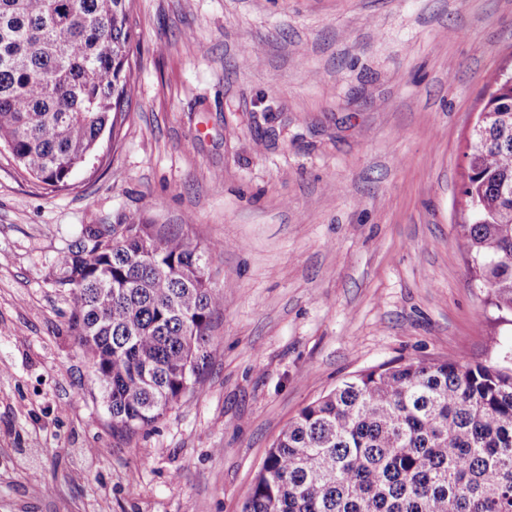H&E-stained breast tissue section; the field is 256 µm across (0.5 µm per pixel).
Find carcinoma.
<instances>
[{
	"label": "carcinoma",
	"instance_id": "cac0c4a2",
	"mask_svg": "<svg viewBox=\"0 0 512 512\" xmlns=\"http://www.w3.org/2000/svg\"><path fill=\"white\" fill-rule=\"evenodd\" d=\"M137 32L130 0H0V151L55 193L119 136ZM462 195L481 284L512 317V88L479 114ZM58 258L68 328L112 434L156 426L203 375L224 293L212 244L134 216L83 229ZM242 512H512V367L455 359L363 371L303 407L266 452Z\"/></svg>",
	"mask_w": 512,
	"mask_h": 512
}]
</instances>
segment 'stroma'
<instances>
[{"label":"stroma","mask_w":512,"mask_h":512,"mask_svg":"<svg viewBox=\"0 0 512 512\" xmlns=\"http://www.w3.org/2000/svg\"><path fill=\"white\" fill-rule=\"evenodd\" d=\"M119 140L50 193L0 155V512H241L274 439L388 363L502 366L465 153L512 72V0H132ZM136 215L223 244L204 375L117 437L67 331L61 253Z\"/></svg>","instance_id":"stroma-1"}]
</instances>
